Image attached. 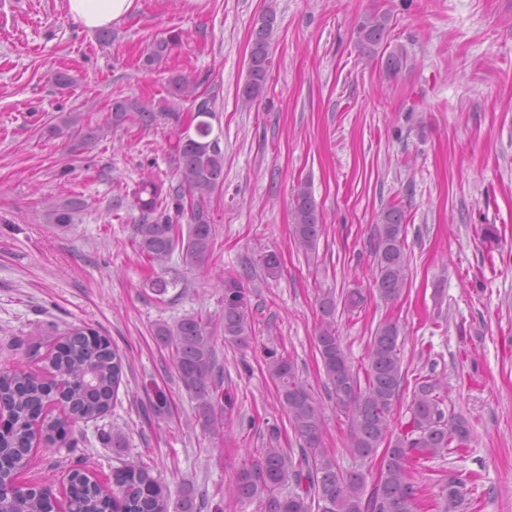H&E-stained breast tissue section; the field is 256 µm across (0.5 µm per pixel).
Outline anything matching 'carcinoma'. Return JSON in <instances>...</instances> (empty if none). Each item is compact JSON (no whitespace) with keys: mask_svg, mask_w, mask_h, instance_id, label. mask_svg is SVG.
I'll list each match as a JSON object with an SVG mask.
<instances>
[{"mask_svg":"<svg viewBox=\"0 0 512 512\" xmlns=\"http://www.w3.org/2000/svg\"><path fill=\"white\" fill-rule=\"evenodd\" d=\"M275 14H263L253 30L246 79L239 90L245 107L263 92L270 72V40ZM390 29V16L372 13L359 23L357 43L361 52L374 58ZM169 42L154 43L144 57L151 67L164 56ZM408 54L395 45L385 58V69L400 72ZM171 94L191 102L194 128L174 131L170 151L176 162V180L148 176L129 192L141 213L133 225L134 244L139 255L163 267L178 255L183 267L201 270L213 255L215 227L209 199L224 183V150L219 137L212 136L209 119L215 117L216 97L198 92L199 84L182 75L171 78ZM178 120L169 109H154L136 99L112 103L110 121L94 128L83 124L79 112H67L46 130L50 136L65 135L78 145L100 137L128 122L151 127L162 120ZM81 208L78 201L51 204L46 221L59 227L74 222ZM188 229H183L181 220ZM293 235L304 250L313 248L322 231L319 212L309 187L297 186L293 196ZM404 212L396 205L381 215L375 244L373 287L386 302L398 300L407 285L404 253L406 224ZM321 321L316 336L325 377V390L350 422L349 448L358 467L343 471L335 457L323 447V412L319 403L297 374V365L287 355L272 352L266 369L278 391L298 441V457L279 444V431L272 427L266 447L257 458L242 465L231 485L240 501L257 500L265 512H416L420 489L412 471L448 450L461 448L469 440V423L462 417L445 416L441 405V380L428 375L415 378L404 430L391 429L393 412L403 399L407 384L401 369V329L397 322H381L369 343L365 378L354 372L336 335V300L330 294L319 300ZM224 341L242 345L253 333V320L238 281H224ZM153 335L169 350L184 390L196 401L203 426L213 433L223 427L224 373L217 368L215 336L211 321L199 314H187L173 323L155 324ZM45 375L39 377L24 367L0 372V405L12 419L0 432V475L10 484L14 466L33 448L36 437L47 442L64 439L71 423L90 421L111 411L123 374V360L111 340L94 329L75 328L68 332L44 359ZM59 405L61 414L46 413ZM384 448L377 482L365 492L367 473L379 448ZM115 490L102 488L76 469L69 482L71 512H169V490L152 476L150 468L130 462L113 472ZM291 490L283 492L285 486ZM462 484L454 478L441 489V512H454L461 500ZM54 497L45 492L4 489L0 512H54Z\"/></svg>","mask_w":512,"mask_h":512,"instance_id":"cac0c4a2","label":"carcinoma"}]
</instances>
